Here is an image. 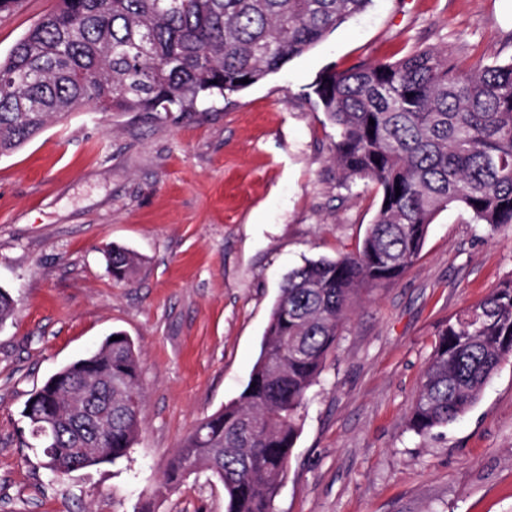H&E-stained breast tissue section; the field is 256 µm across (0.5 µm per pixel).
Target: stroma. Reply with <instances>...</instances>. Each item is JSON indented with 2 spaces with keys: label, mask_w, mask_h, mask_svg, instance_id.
Masks as SVG:
<instances>
[{
  "label": "stroma",
  "mask_w": 512,
  "mask_h": 512,
  "mask_svg": "<svg viewBox=\"0 0 512 512\" xmlns=\"http://www.w3.org/2000/svg\"><path fill=\"white\" fill-rule=\"evenodd\" d=\"M55 0L0 12V57ZM423 48L512 61V0H373L251 88L196 112L80 109L0 158V512H225L202 474L164 472L236 398L288 271L355 253L379 200L343 181L336 130L309 86L329 67ZM132 251L129 282L103 251ZM512 278V225L439 213L417 261L353 314L319 382L275 512H512V361L459 421L408 420L435 331ZM134 342L143 424L127 458L53 478L22 416L30 395L107 335Z\"/></svg>",
  "instance_id": "stroma-1"
}]
</instances>
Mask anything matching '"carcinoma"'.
Returning <instances> with one entry per match:
<instances>
[{"label":"carcinoma","mask_w":512,"mask_h":512,"mask_svg":"<svg viewBox=\"0 0 512 512\" xmlns=\"http://www.w3.org/2000/svg\"><path fill=\"white\" fill-rule=\"evenodd\" d=\"M370 2L57 0L0 58V156L81 105L195 112L260 83ZM311 89L336 128L343 179L376 184L381 201L356 253L288 273L249 383L194 428L165 471L172 486L210 473L226 512H274L307 393L345 322L414 263L435 216L458 205L478 224H512V62L465 66L425 49L325 71ZM104 257L114 282L135 273L128 249L112 245ZM113 335L25 404L29 435L60 479L126 457L141 430L138 353L123 332ZM435 336L409 418L418 435L463 416L512 358V279Z\"/></svg>","instance_id":"obj_1"}]
</instances>
